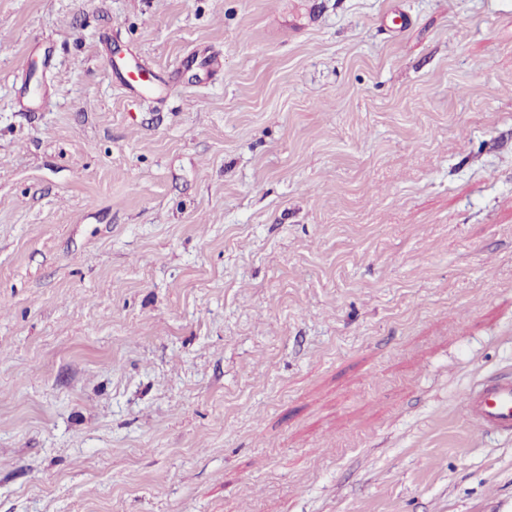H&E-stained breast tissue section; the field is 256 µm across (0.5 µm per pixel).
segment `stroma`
Listing matches in <instances>:
<instances>
[{"label":"stroma","mask_w":512,"mask_h":512,"mask_svg":"<svg viewBox=\"0 0 512 512\" xmlns=\"http://www.w3.org/2000/svg\"><path fill=\"white\" fill-rule=\"evenodd\" d=\"M504 369L512 0H0V512H512ZM119 67V66H118ZM112 61L109 64V70L112 72H116L121 79L122 85L135 97L143 98L145 93H149L153 90V86L151 84L146 83L143 78V73H145L150 79L151 83L156 87H161V79L151 71L147 70L142 66H137L134 69L130 68H118ZM463 407L482 432L512 438V373L479 382L465 395Z\"/></svg>","instance_id":"1"}]
</instances>
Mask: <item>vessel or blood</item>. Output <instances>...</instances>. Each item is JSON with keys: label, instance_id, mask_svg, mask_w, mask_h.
<instances>
[{"label": "vessel or blood", "instance_id": "vessel-or-blood-1", "mask_svg": "<svg viewBox=\"0 0 512 512\" xmlns=\"http://www.w3.org/2000/svg\"><path fill=\"white\" fill-rule=\"evenodd\" d=\"M143 67L121 68L117 74L122 85L135 97H143L160 85L158 76L144 78ZM466 418L481 430L512 438V373L507 372L479 382L463 399Z\"/></svg>", "mask_w": 512, "mask_h": 512}]
</instances>
